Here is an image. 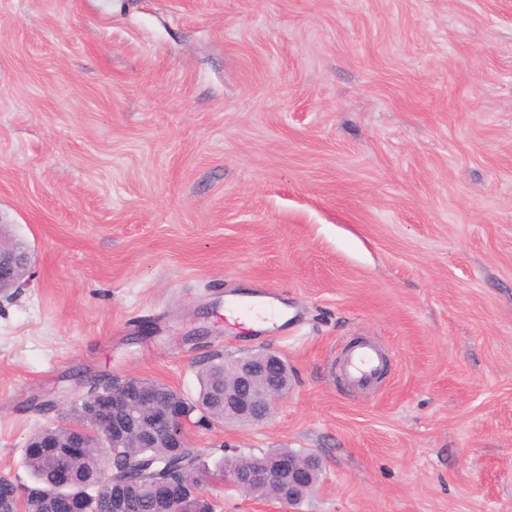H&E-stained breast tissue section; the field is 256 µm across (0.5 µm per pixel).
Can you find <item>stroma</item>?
I'll use <instances>...</instances> for the list:
<instances>
[{"label":"stroma","mask_w":512,"mask_h":512,"mask_svg":"<svg viewBox=\"0 0 512 512\" xmlns=\"http://www.w3.org/2000/svg\"><path fill=\"white\" fill-rule=\"evenodd\" d=\"M0 222L32 254L0 303V474L83 376L187 397L214 352L291 389L187 427L317 454L297 512H512V0H0ZM275 291L267 339L224 300ZM365 338L386 377L336 358Z\"/></svg>","instance_id":"35a3bbf8"}]
</instances>
